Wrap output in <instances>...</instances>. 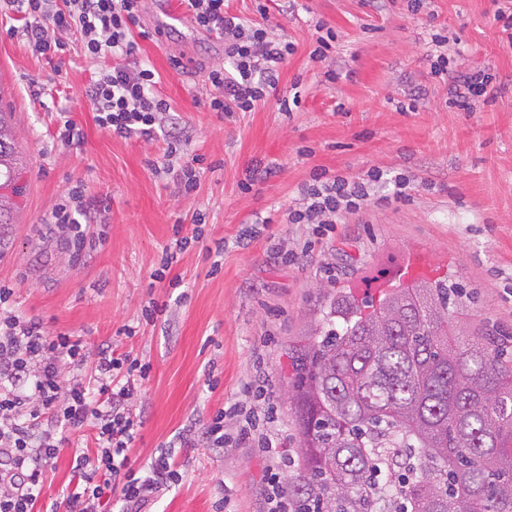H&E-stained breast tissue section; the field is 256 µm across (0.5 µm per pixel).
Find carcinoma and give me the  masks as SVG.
<instances>
[{
  "mask_svg": "<svg viewBox=\"0 0 512 512\" xmlns=\"http://www.w3.org/2000/svg\"><path fill=\"white\" fill-rule=\"evenodd\" d=\"M19 173L0 111V244ZM449 288L418 277L327 297L293 356L291 512H512V332L463 331Z\"/></svg>",
  "mask_w": 512,
  "mask_h": 512,
  "instance_id": "1",
  "label": "carcinoma"
}]
</instances>
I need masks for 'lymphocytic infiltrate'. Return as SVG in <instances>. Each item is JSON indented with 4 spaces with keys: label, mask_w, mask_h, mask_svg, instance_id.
I'll return each mask as SVG.
<instances>
[{
    "label": "lymphocytic infiltrate",
    "mask_w": 512,
    "mask_h": 512,
    "mask_svg": "<svg viewBox=\"0 0 512 512\" xmlns=\"http://www.w3.org/2000/svg\"><path fill=\"white\" fill-rule=\"evenodd\" d=\"M190 20L224 42L228 66L205 70L204 82L212 93L208 105L215 112H249L264 103L275 86V72L293 52L291 43L270 36L264 24L245 21L224 9V0H180ZM140 0H0V17L18 15L19 25L9 35H20L33 51L57 53L61 33L77 32L85 55L99 62L85 89L96 125L122 137L152 135L160 113L170 103L155 91L154 68L138 57L133 29L139 22ZM435 75L451 76L448 103L459 111L472 109L474 99L493 101L497 88L488 70L454 74L445 54L430 65ZM394 199L406 197L407 180L384 178L380 170L360 177L330 176L317 172L302 190L298 206L289 209L291 224H314L330 231L341 218L360 211L383 186ZM56 224L68 225L74 252H81L91 212L83 185L72 187L51 214ZM14 291L0 286V512H34L45 481L47 464L56 459L62 441L58 430L91 427L93 454L75 456L77 479L64 499L67 512H135L147 492L177 478L166 455L152 461L149 473L138 476L129 466L127 451L140 422L126 406L133 381L119 383L121 372L146 373L145 365L126 362L111 350L89 360L81 337L50 335L42 323L25 319L11 309ZM92 374H85V367ZM70 368L62 378V368ZM240 420L238 442L259 441L271 448L269 438L257 437L258 417L239 406L217 411L204 429L211 447L225 443V421Z\"/></svg>",
    "instance_id": "1"
}]
</instances>
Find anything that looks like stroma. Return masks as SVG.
<instances>
[{"label": "stroma", "instance_id": "1", "mask_svg": "<svg viewBox=\"0 0 512 512\" xmlns=\"http://www.w3.org/2000/svg\"><path fill=\"white\" fill-rule=\"evenodd\" d=\"M502 0H271L267 24L295 47L278 70L274 96L251 112H215L202 80L224 64V42L173 22L138 42L139 56L160 76L183 132L185 153L204 158L192 194L181 191L164 163L162 134L122 138L96 126L84 90L98 64L78 35L48 58L0 31V110L11 113L22 162L15 222L0 244V283L15 290V309L51 331L81 334L90 354L112 346L149 367L129 401L141 422L130 467L145 472L167 450L180 478L150 493L143 512H266L260 493L266 471L288 479L286 460L234 442L207 447L199 431L219 409L256 404L269 387L277 414L273 439L298 446L286 400L291 355L319 317L323 293L345 287L376 295L382 270L423 266L459 283L450 311L473 327H512V45L492 15ZM336 36L328 81L310 52L323 30ZM448 38L457 72L491 67L498 93L474 111L448 107V79L432 74V34ZM305 92L297 112L278 97L295 80ZM416 111H401L414 90ZM83 126V145L55 137L60 113ZM275 166L268 179L243 190L253 161ZM403 174L410 198L368 202L318 240L309 224L283 219L317 171L357 177L369 169ZM83 183L95 212L81 255L66 230L48 218L64 192ZM203 236L178 253L169 287L153 273L171 228ZM281 245L294 259H272ZM168 310L145 322L150 300ZM128 327L132 336L121 335ZM253 392H245V383ZM91 429L65 431L48 466L39 512H66L61 492L73 478L76 454L93 446Z\"/></svg>", "mask_w": 512, "mask_h": 512}]
</instances>
